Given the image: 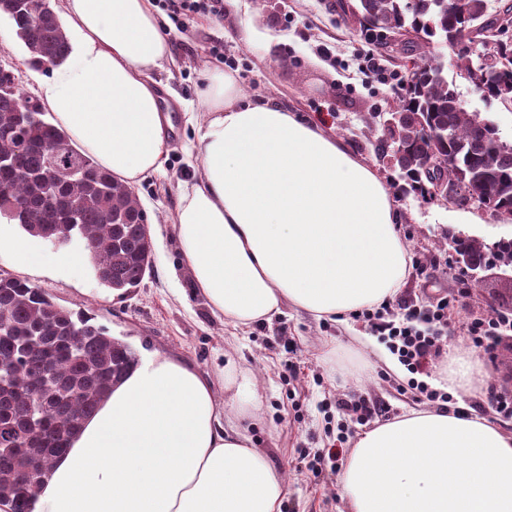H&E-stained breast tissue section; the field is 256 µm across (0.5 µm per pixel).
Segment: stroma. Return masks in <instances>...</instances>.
<instances>
[{
  "label": "stroma",
  "mask_w": 512,
  "mask_h": 512,
  "mask_svg": "<svg viewBox=\"0 0 512 512\" xmlns=\"http://www.w3.org/2000/svg\"><path fill=\"white\" fill-rule=\"evenodd\" d=\"M354 2L238 0L237 9L221 19L196 15L180 27L166 11H159L173 61L155 77L164 89L163 107L173 130L163 172L134 186L148 217L153 263L132 294L113 297L77 243H42L46 259L76 256V263L60 272L34 273L19 268L9 254L0 255V274L27 280L65 309L93 314L139 357L166 354L211 378L224 405L225 422L235 424L283 475L281 512H345L339 476L352 445L339 443L337 435L343 424L355 435L364 427L346 422L336 408L338 400L360 394L383 401L392 419L431 408L432 403L408 387L406 367H387L391 352L383 336L357 314L340 322L287 306L272 320L235 329L194 295L172 221L181 184L197 174L195 133L184 114L200 111L198 90L213 68L231 69L241 90L240 104L272 100L322 123L383 177L410 258L407 281L387 319H401L399 302L447 298L452 309L448 350L474 353L485 370L479 390L466 403L512 431V419L496 415L489 401L493 393L512 395V333L502 332L484 350L474 348L466 332L472 318L496 311L512 314V280L503 277L498 266L473 276L452 244L455 234L464 230L490 245L508 228L490 215L403 193L398 169L368 142L365 122L371 113L385 112L404 68L394 61L385 40L367 39L356 28L347 10ZM218 43L224 47L220 57L211 53ZM323 46L330 56L320 54ZM440 55L445 75L467 108L494 121L502 139L511 142L512 103L483 99L461 76L455 52L444 48ZM27 57L11 23L1 17L0 66L12 70L23 92L33 97L49 74L31 69ZM374 57L385 67V76L371 72ZM289 343L295 345V355H287ZM288 359L295 364L294 372L284 370ZM230 361L243 378L237 391L224 387L222 369ZM338 446L342 454L322 458L321 473L306 467V456Z\"/></svg>",
  "instance_id": "stroma-1"
}]
</instances>
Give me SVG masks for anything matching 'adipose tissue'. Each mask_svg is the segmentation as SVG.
Wrapping results in <instances>:
<instances>
[{"label":"adipose tissue","mask_w":512,"mask_h":512,"mask_svg":"<svg viewBox=\"0 0 512 512\" xmlns=\"http://www.w3.org/2000/svg\"><path fill=\"white\" fill-rule=\"evenodd\" d=\"M60 9L78 43L40 83L43 105L119 182L159 172L172 125L153 74L171 50L151 0ZM238 99L222 72L199 94V174L174 219L196 293L236 328L286 305L344 317L390 299L408 258L383 181L318 124ZM483 376L456 351L438 384L467 397ZM341 486L348 512H512V432L466 407L407 415L357 437ZM283 493L282 475L225 427L212 382L158 355L85 419L35 512H280Z\"/></svg>","instance_id":"adipose-tissue-1"}]
</instances>
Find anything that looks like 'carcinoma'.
<instances>
[{
    "instance_id": "1",
    "label": "carcinoma",
    "mask_w": 512,
    "mask_h": 512,
    "mask_svg": "<svg viewBox=\"0 0 512 512\" xmlns=\"http://www.w3.org/2000/svg\"><path fill=\"white\" fill-rule=\"evenodd\" d=\"M470 17L458 0H357L352 14L362 31L383 30L406 38L403 53L413 67L388 112L393 123L375 122L378 154L390 157L412 193L434 197L438 184L460 189L457 205L476 195L490 214L512 215V142L465 106L443 74L436 50L456 42L457 66L478 55L512 58L511 23L497 34H473L491 18L486 0H469ZM14 26L40 70L61 64L71 46L51 0H0V16ZM512 94V66L486 91L488 99ZM19 84L0 89V216L24 233L61 246L84 244L98 279L123 298L152 267L148 218L132 187L118 182L44 118ZM67 151L60 166L50 155ZM471 268L489 257L512 266V240L498 250L478 239L457 242ZM137 361L136 353L86 314L58 306L36 286L0 275V502L11 512H33L37 491L83 420L112 392ZM36 462L26 480L24 462Z\"/></svg>"
}]
</instances>
